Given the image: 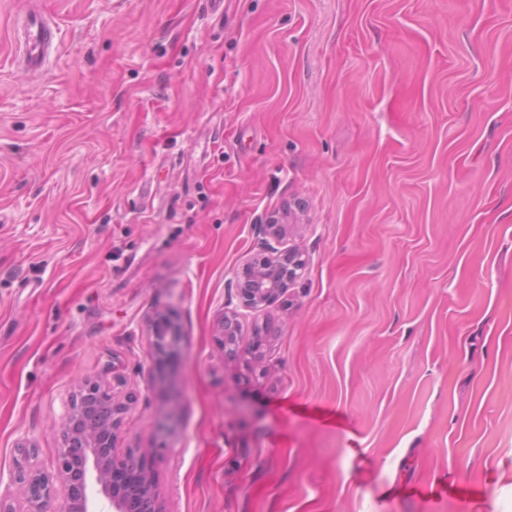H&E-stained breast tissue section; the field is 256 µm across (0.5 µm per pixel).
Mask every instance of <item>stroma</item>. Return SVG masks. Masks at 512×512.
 <instances>
[{"mask_svg": "<svg viewBox=\"0 0 512 512\" xmlns=\"http://www.w3.org/2000/svg\"><path fill=\"white\" fill-rule=\"evenodd\" d=\"M117 375L164 512H512V0H0V474ZM55 28L36 10L25 12L22 37L17 44L16 56L30 72L39 73L47 64L53 49ZM271 270L278 272V288H266L272 281ZM303 270V259L299 258V250L290 247L277 251L272 257L251 260L243 269L238 290L244 305L248 307H263L270 303L277 295L284 292L289 281L297 278ZM255 283L262 285L255 288ZM238 329L239 327L236 315L232 312H225L218 327L220 339L224 346L225 356L233 357L239 351L238 347L241 338L239 336ZM183 336L179 328L165 320L156 321L151 329L150 355L153 359L182 353Z\"/></svg>", "mask_w": 512, "mask_h": 512, "instance_id": "1", "label": "stroma"}]
</instances>
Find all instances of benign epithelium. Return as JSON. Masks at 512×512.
Masks as SVG:
<instances>
[{
    "label": "benign epithelium",
    "mask_w": 512,
    "mask_h": 512,
    "mask_svg": "<svg viewBox=\"0 0 512 512\" xmlns=\"http://www.w3.org/2000/svg\"><path fill=\"white\" fill-rule=\"evenodd\" d=\"M302 270L295 247L251 260L238 284L244 305H268ZM218 331L225 355L235 356L241 341L236 315L224 313ZM182 341L176 325L157 321L151 329L150 355L180 354ZM124 412L125 404L108 383L81 379L63 405L56 468L49 472L31 465L22 470L21 498L14 501L1 492L0 512H42L58 481L66 493L67 512H162L145 459L131 451L121 462L115 460L114 442Z\"/></svg>",
    "instance_id": "1"
}]
</instances>
